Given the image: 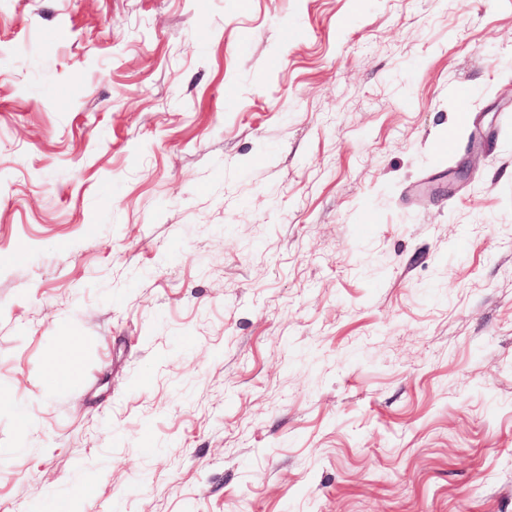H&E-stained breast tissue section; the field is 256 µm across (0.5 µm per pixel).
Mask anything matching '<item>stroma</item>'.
<instances>
[{"label":"stroma","mask_w":512,"mask_h":512,"mask_svg":"<svg viewBox=\"0 0 512 512\" xmlns=\"http://www.w3.org/2000/svg\"><path fill=\"white\" fill-rule=\"evenodd\" d=\"M0 396V512H512V0H0ZM82 360V348L79 343L63 337L61 350L54 360L52 373L56 380L63 383L73 380ZM94 492L93 482H86L80 493L57 501L53 510L56 512H82L83 502L92 496Z\"/></svg>","instance_id":"obj_1"}]
</instances>
